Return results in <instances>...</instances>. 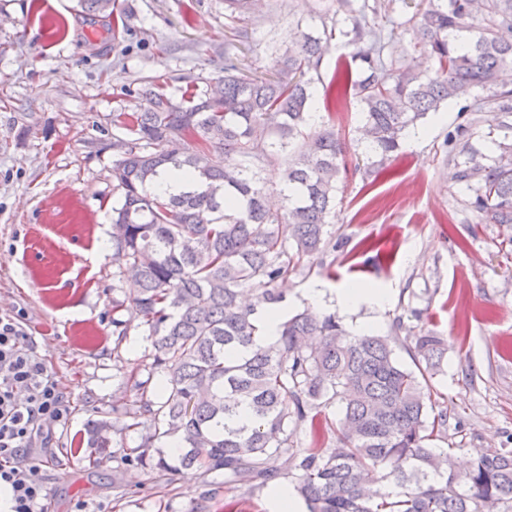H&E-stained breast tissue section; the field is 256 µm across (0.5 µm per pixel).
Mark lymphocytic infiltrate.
Here are the masks:
<instances>
[{
    "instance_id": "lymphocytic-infiltrate-1",
    "label": "lymphocytic infiltrate",
    "mask_w": 512,
    "mask_h": 512,
    "mask_svg": "<svg viewBox=\"0 0 512 512\" xmlns=\"http://www.w3.org/2000/svg\"><path fill=\"white\" fill-rule=\"evenodd\" d=\"M69 402L30 345L22 314L0 315V488L9 512H47L39 462Z\"/></svg>"
}]
</instances>
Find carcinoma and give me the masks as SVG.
<instances>
[{
	"mask_svg": "<svg viewBox=\"0 0 512 512\" xmlns=\"http://www.w3.org/2000/svg\"><path fill=\"white\" fill-rule=\"evenodd\" d=\"M256 0H224L229 18ZM322 30L296 28L271 79L224 76L179 101L159 85L142 90L140 112L112 115L120 156L112 163V265L133 273L132 310L152 344L150 363L130 371L136 407H112V421L89 426L91 444L154 429L122 458L127 468L164 474L201 470L208 490L267 487L295 471L306 512H512V450L477 453L472 467L446 468L431 442L448 434V407L433 379L448 345L441 336L408 335L412 365L395 356L397 333L350 335L336 315L306 308L289 314L275 284L294 265L322 253L345 170L346 146L335 129L311 131L316 104L332 110L351 95L362 115L365 150L383 168L421 120L455 102L464 112H497L512 127V0H422L403 22L415 51L438 68L423 74L403 61L393 37L369 16L393 10L380 0H335ZM89 25L113 12V0H78ZM355 51L321 74L331 42ZM322 92L315 95V83ZM474 116L449 135L448 163L473 192L484 224H512V142L489 156L469 143ZM177 171L194 180L177 195L152 190ZM112 301L118 340L129 322ZM281 314L276 338L264 316ZM162 379L151 386L155 375ZM341 402L336 422L306 448L294 432ZM173 437L183 451L173 465L155 443Z\"/></svg>",
	"mask_w": 512,
	"mask_h": 512,
	"instance_id": "1",
	"label": "carcinoma"
}]
</instances>
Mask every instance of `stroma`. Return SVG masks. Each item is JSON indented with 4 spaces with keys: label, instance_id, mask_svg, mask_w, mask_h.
Segmentation results:
<instances>
[{
    "label": "stroma",
    "instance_id": "stroma-1",
    "mask_svg": "<svg viewBox=\"0 0 512 512\" xmlns=\"http://www.w3.org/2000/svg\"><path fill=\"white\" fill-rule=\"evenodd\" d=\"M333 0H259L228 20L224 0H116L114 37L86 25L77 0H0V314L22 312L30 341L69 401L40 471L48 512H197L199 470L159 477L125 469L139 436L114 439L106 455L87 442L90 420L137 397L127 382L151 350L130 319L128 289L113 288L112 147L116 112H139V89L156 77L181 98L224 74V44L237 29L242 73L266 77L295 27L320 29ZM349 150L329 249L278 282L289 311L309 289L321 313L350 334L390 333L395 317L417 334L448 340L434 380L448 407V434L435 440L452 459L512 448V226L481 223L455 178L444 142L467 120L449 109L404 139L387 170L370 179L358 143L360 114L318 112ZM386 293L381 305L339 302L351 282ZM124 301L129 336L112 333V302ZM101 457L98 466L89 460Z\"/></svg>",
    "mask_w": 512,
    "mask_h": 512
}]
</instances>
